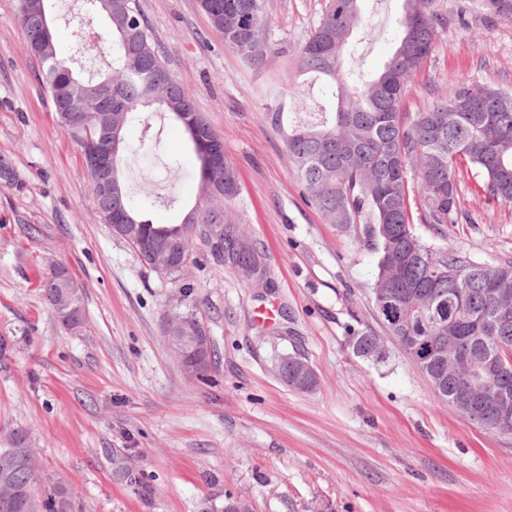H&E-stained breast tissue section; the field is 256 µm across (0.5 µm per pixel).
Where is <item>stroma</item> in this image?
<instances>
[{
	"instance_id": "1",
	"label": "stroma",
	"mask_w": 512,
	"mask_h": 512,
	"mask_svg": "<svg viewBox=\"0 0 512 512\" xmlns=\"http://www.w3.org/2000/svg\"><path fill=\"white\" fill-rule=\"evenodd\" d=\"M326 0H266L271 50L258 67L224 45L199 0H139L168 68L196 97L237 169L232 211L266 254L262 280L224 268L194 239L189 301L207 322L216 359L184 372L164 334L178 282L113 236L90 199L82 161L57 124L36 60L0 0V154L28 180L0 186V446L27 431L40 474L67 484L75 512H218L224 498L253 512H512V434L466 422L383 337L381 360L357 356L349 330L375 326L374 254L357 232L326 223L302 196L280 133L264 116L273 91L300 87L285 109L317 111L321 81L299 46ZM460 0H436L447 22L411 82L407 112L428 88L467 84L512 92V21L489 22ZM361 26L344 68L372 76L394 50L403 0H360ZM158 140L156 151L141 147ZM135 203L156 224L199 199L197 167L168 113L126 128ZM181 169L166 175L165 161ZM468 224L417 225L430 245L491 266L512 264V204L489 201L464 177ZM36 233H29V226ZM66 267L81 285L85 324L64 328L41 280ZM302 355L319 386L286 385L279 363ZM118 448L150 477L142 496L113 473Z\"/></svg>"
}]
</instances>
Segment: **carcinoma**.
Here are the masks:
<instances>
[{"instance_id": "1", "label": "carcinoma", "mask_w": 512, "mask_h": 512, "mask_svg": "<svg viewBox=\"0 0 512 512\" xmlns=\"http://www.w3.org/2000/svg\"><path fill=\"white\" fill-rule=\"evenodd\" d=\"M51 0H18L17 22L27 46L38 62L55 112L80 153L105 151L93 138L76 133L60 109V103L90 100L97 111L123 112L125 123L140 117L144 108L157 104L181 123L198 162V177L205 205L195 207L199 224L211 223L213 195L204 151L222 145L207 118L197 107L194 94L168 70L139 12L137 0H85L91 11L105 16L110 31L98 34L101 48L112 53L109 72L83 77L75 67L85 54L84 30L77 27V55L58 53L53 25L37 27L31 17L48 8ZM436 0H404L397 21L395 49L383 69L365 79L343 68L342 53L359 23L358 0H327L314 32L298 49L299 65L326 82L327 100L334 111L322 112L310 121H285L282 105L267 104L265 117L272 127L288 129L284 143L305 202L325 220L347 231L363 226L367 245L378 256L374 315L398 350L408 359L413 353L405 341H428L437 349L456 337L458 351L474 360L484 385L476 390L481 400L463 418L490 431H498L496 390L512 391V369L503 373L485 370L492 352H512V303L500 312L489 289L505 288L512 295V265L488 266L468 261L446 248L435 249L416 233L417 224L473 223L451 205L461 190L459 172L478 178L485 199L512 203V93L495 87L482 88L471 97L460 86L434 98L423 112L410 114L404 102L411 80L432 54L437 28L444 23ZM212 25L224 33V44L245 62L258 64L268 50V18L264 0H200ZM125 146L112 159L113 185L118 203L128 218L141 228V248L184 245L191 253L187 224H155L138 212L123 169ZM12 172L5 188L23 194L29 183L13 159L0 154V167ZM235 167L224 161V267L248 273L264 252L230 210L239 195ZM457 288L468 294L459 309L450 302ZM356 354L383 359L381 339L365 326L353 330ZM302 357L290 356L279 374L291 388H308ZM427 380L443 379L435 398L451 402L456 389L448 383V358L433 355L425 371ZM19 487L30 497L31 512H73L70 489L60 481L44 482L35 472L17 468Z\"/></svg>"}]
</instances>
